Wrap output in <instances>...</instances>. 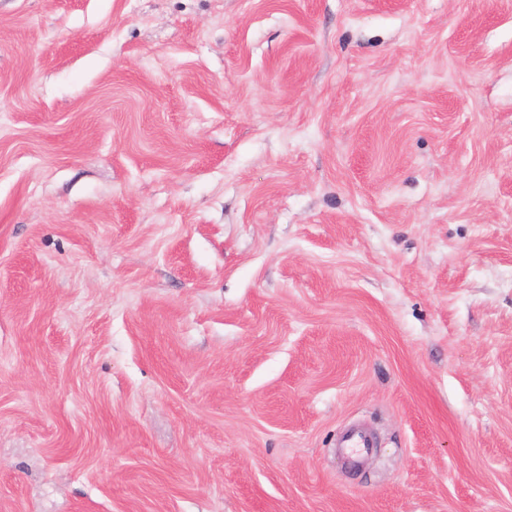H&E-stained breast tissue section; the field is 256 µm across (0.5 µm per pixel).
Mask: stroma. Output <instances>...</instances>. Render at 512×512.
<instances>
[{"mask_svg":"<svg viewBox=\"0 0 512 512\" xmlns=\"http://www.w3.org/2000/svg\"><path fill=\"white\" fill-rule=\"evenodd\" d=\"M0 512H512V0H0Z\"/></svg>","mask_w":512,"mask_h":512,"instance_id":"obj_1","label":"stroma"}]
</instances>
